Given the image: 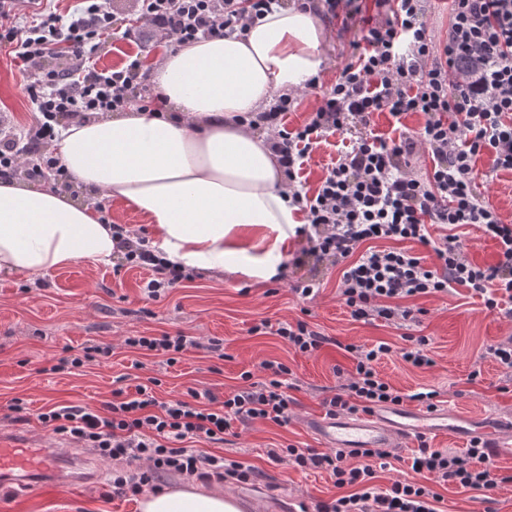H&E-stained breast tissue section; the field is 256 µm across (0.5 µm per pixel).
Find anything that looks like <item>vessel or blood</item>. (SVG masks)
I'll return each mask as SVG.
<instances>
[{
    "mask_svg": "<svg viewBox=\"0 0 512 512\" xmlns=\"http://www.w3.org/2000/svg\"><path fill=\"white\" fill-rule=\"evenodd\" d=\"M306 428L322 447L348 451L399 448L426 436L477 438L490 460H512V417L473 419L442 407L433 411L382 406L356 415H313ZM88 456L72 454L68 446L45 448L13 431L0 429V491L36 482L90 484Z\"/></svg>",
    "mask_w": 512,
    "mask_h": 512,
    "instance_id": "b4317fda",
    "label": "vessel or blood"
}]
</instances>
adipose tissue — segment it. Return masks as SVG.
<instances>
[{
    "label": "adipose tissue",
    "instance_id": "obj_1",
    "mask_svg": "<svg viewBox=\"0 0 512 512\" xmlns=\"http://www.w3.org/2000/svg\"><path fill=\"white\" fill-rule=\"evenodd\" d=\"M326 32L297 5L273 6L244 35L201 39L158 65L160 113L130 111L60 129L50 150L82 192H105L148 222L150 246L198 273L277 280L301 213L251 120L275 93L304 87L324 63ZM111 225L69 192L0 180V273L44 275L77 260L108 265ZM137 512H236L194 485L141 495Z\"/></svg>",
    "mask_w": 512,
    "mask_h": 512
}]
</instances>
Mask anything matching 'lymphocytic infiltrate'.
I'll return each instance as SVG.
<instances>
[{
	"label": "lymphocytic infiltrate",
	"mask_w": 512,
	"mask_h": 512,
	"mask_svg": "<svg viewBox=\"0 0 512 512\" xmlns=\"http://www.w3.org/2000/svg\"><path fill=\"white\" fill-rule=\"evenodd\" d=\"M22 0H0V51L15 54L26 74L25 92L38 118L23 132L0 119V179L25 172L29 179L69 184L73 176L46 146L61 122L97 112L134 106L158 112L162 99L148 82L140 60L119 70L97 65L101 37L123 27L129 39L151 35L171 47L204 38L245 33L264 17L273 0H135L132 17L120 19L109 0H79L68 14L44 6L20 21ZM322 19L338 15L359 20L360 38L353 59L323 92L308 121L288 130L284 118L293 94L278 95L260 120L288 180L323 139L350 125L368 126L373 113L394 119L419 113L424 124L413 136L388 141L362 137L327 166L312 195L290 194L306 223L308 251L341 267L339 296L352 320L402 324L417 320L406 299L448 294L462 287L481 299L486 311L512 318V224L502 221L477 190L478 157L486 155L492 171H512V0H451L448 37L435 43L428 31V0H374L377 14L362 13L363 0H308ZM427 149L432 167L418 175L410 158ZM474 226L495 241L497 259L490 265L471 261L460 233ZM119 253L134 267L149 271L143 286L156 300L187 280L146 247L145 234L116 224ZM387 248H378V241ZM431 248L426 257L413 244ZM253 332L280 337L295 352L311 355L328 344V336L307 321L260 320ZM129 347L179 361L194 337L133 336ZM426 336H406L403 346L381 341L372 346L348 344L353 368L336 393L324 398L328 414L367 412L383 404H400V391L381 378L377 366L390 356L412 367H434ZM267 378L225 395L222 405H202L201 395L162 400L147 384L134 391L116 389L102 410L58 405L40 413L39 421L104 461L124 460L127 470L112 478L118 496L142 493L163 475L176 473L202 482L254 478L253 468L189 447L192 439L224 443L235 424L261 420L285 427L291 422L287 365L262 362ZM276 461L301 470L323 469L338 487L352 494L317 506V512H438L434 485H456L485 492L498 483L481 441L462 453L420 442L410 465L411 478L382 488L375 480L388 466L389 451L367 449L350 455L341 449L321 452L290 444L269 449Z\"/></svg>",
	"instance_id": "1"
}]
</instances>
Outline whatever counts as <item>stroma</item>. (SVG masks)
Here are the masks:
<instances>
[{
  "mask_svg": "<svg viewBox=\"0 0 512 512\" xmlns=\"http://www.w3.org/2000/svg\"><path fill=\"white\" fill-rule=\"evenodd\" d=\"M326 61L321 82L336 81L339 67L350 57L359 25L333 22L326 25ZM170 51L166 43L139 48L121 32L109 34L101 46L97 64L102 69L124 66L130 56L155 68ZM11 113L17 127L29 126L36 118L23 90V66L14 56L0 54V111ZM424 123L419 114L394 123L388 113H374L369 127L350 126L326 137L300 173L307 190H315L328 164L341 150L364 134L390 140L418 132ZM307 242L295 237L288 242V260L282 278L274 284H254L239 275L201 274L179 283L159 300L142 292L145 271L136 267L113 270L78 260L45 275L0 274V426L31 436L42 444L59 442L58 434L44 427L39 413L57 404L102 408L110 401L117 377L125 387L158 378L155 391L163 398L184 396L188 389L210 392L216 401L242 386V372L263 380L262 361H278L292 371V422L280 427L256 421L242 427L238 438L220 448L225 459L262 471L261 480L221 483L224 492L263 496L269 512H288L289 499L315 508L318 503L341 496L330 474L323 470L301 471L285 462L272 461L269 448L295 444L315 447L303 421L323 411L322 400L341 383L339 371H351L353 363L344 346L370 345L385 341L401 345V332L384 322L353 321L338 297L339 267L327 258L306 255ZM314 281L320 291L311 300L292 292V285ZM423 315L414 332L430 337L436 364L419 370L397 357L381 361V377L402 393L419 388L440 392L449 408L473 418L512 416V379L491 359L487 344L512 336V320L486 312L478 298L466 289L448 296L415 299ZM308 316L332 345L311 355H302L274 335H257L251 328L260 320L293 322ZM180 333L192 336L200 346L190 349L179 363L166 365L161 358L125 346L129 336H159ZM224 342L225 359L205 350L209 339ZM92 344L112 348L109 358L77 369L51 372L50 367L66 351H81ZM477 380H470L473 370ZM21 401L22 411L12 408ZM122 461L96 462V479L86 487L37 484L10 500L11 512H137L134 497L112 496L107 479L122 469ZM503 481L490 495L458 486L441 487V512H512V461L493 463Z\"/></svg>",
  "mask_w": 512,
  "mask_h": 512,
  "instance_id": "1",
  "label": "stroma"
}]
</instances>
